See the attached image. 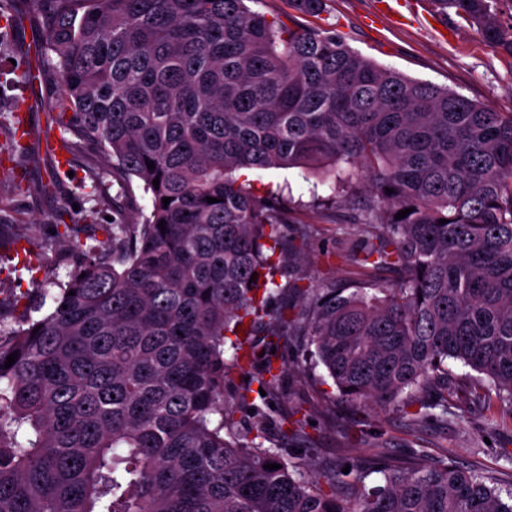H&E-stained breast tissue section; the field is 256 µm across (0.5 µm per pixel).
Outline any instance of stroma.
Listing matches in <instances>:
<instances>
[{
    "label": "stroma",
    "instance_id": "1",
    "mask_svg": "<svg viewBox=\"0 0 512 512\" xmlns=\"http://www.w3.org/2000/svg\"><path fill=\"white\" fill-rule=\"evenodd\" d=\"M382 0H325L321 13L298 10L295 0H250L251 10L292 22L295 26L326 29L342 36L371 60L422 81L448 87L504 116L512 115V55L486 44L477 29L454 14L437 10L433 0H415L404 17L381 9ZM15 24L0 36V114L17 111L33 128L27 139L29 154L8 159L0 154V324L16 326L30 308L52 302L58 283L100 242L112 236L113 222H133L149 211L150 199L137 193L136 209L118 213L114 198L123 194L111 179L112 165L97 154L94 163L108 177L107 199L87 196L81 188L82 160L61 166L55 193L42 192L51 159L46 152L49 129L46 114L58 88L53 76L25 83L20 70L28 51L42 41L38 0H12ZM244 181L259 193L287 187L289 222L285 238L302 245L305 263L289 267L287 280L301 287L353 279L391 283L386 269L362 271L350 266L346 253L363 238L364 225L355 221L354 202L338 196L322 208L312 205L313 195H329L328 184L312 186L299 169L251 171ZM72 224L73 233L58 235L57 220ZM283 381L271 395V414L301 408L305 427L319 453L302 461L306 479L314 480L324 462L336 457L367 462L379 449L404 458L419 451L429 461L450 458L479 472L496 473L503 488L512 487V412L500 408L495 396H476L478 375L457 362H449L447 422H414L402 412H372L342 403L323 366L311 363L301 349L278 354Z\"/></svg>",
    "mask_w": 512,
    "mask_h": 512
}]
</instances>
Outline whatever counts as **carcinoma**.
<instances>
[{
  "instance_id": "1",
  "label": "carcinoma",
  "mask_w": 512,
  "mask_h": 512,
  "mask_svg": "<svg viewBox=\"0 0 512 512\" xmlns=\"http://www.w3.org/2000/svg\"><path fill=\"white\" fill-rule=\"evenodd\" d=\"M435 2L512 55L495 0ZM42 24L48 123L69 156L112 159L117 210L135 183L151 209L112 224V260L72 271L48 313L0 327V512H512L495 475L417 453L378 454L371 490L344 461L310 483L282 461L315 451L302 420L251 396L280 385L271 349L303 336L350 406L430 389L411 419L446 420L452 359L512 410V117L245 0H43ZM269 168L370 192L347 261L396 279L278 283L285 205L234 176ZM238 372L245 434L224 403Z\"/></svg>"
}]
</instances>
